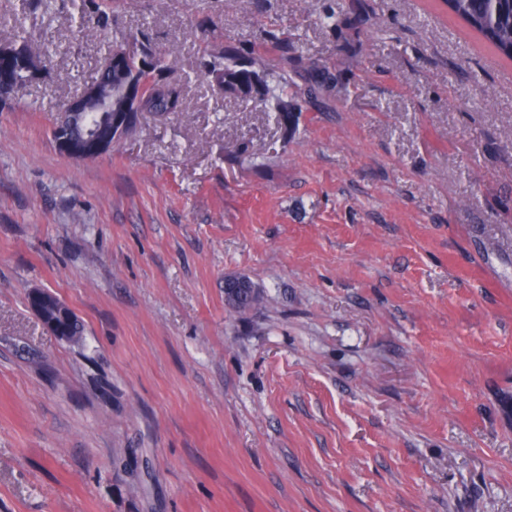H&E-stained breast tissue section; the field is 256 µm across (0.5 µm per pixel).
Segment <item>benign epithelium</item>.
<instances>
[{
  "label": "benign epithelium",
  "mask_w": 512,
  "mask_h": 512,
  "mask_svg": "<svg viewBox=\"0 0 512 512\" xmlns=\"http://www.w3.org/2000/svg\"><path fill=\"white\" fill-rule=\"evenodd\" d=\"M127 52L124 49H115L108 53L103 60V68L107 79L101 82L92 80L88 82L82 92L70 98L65 105L67 122L57 124L52 129V137L59 150L66 156L76 159H94L103 155L113 145L127 139L126 133L130 127L129 118L124 112L112 111L110 98L112 96V71L124 68ZM6 59L26 73L25 86H30L39 81L45 71L43 62L37 59H29L16 44L0 45V59ZM23 92L22 86L15 82L10 73H0V101L5 103L10 97ZM98 110L108 113L107 124L101 129L98 137L85 142H77L71 130L83 123L84 114ZM31 306L40 315L43 323L53 332L59 331L56 319L46 313L47 308H52L55 313L63 317L69 314L67 305L55 295L38 290L32 293Z\"/></svg>",
  "instance_id": "obj_1"
}]
</instances>
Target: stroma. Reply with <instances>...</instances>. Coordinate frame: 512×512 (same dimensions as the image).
Returning <instances> with one entry per match:
<instances>
[{
  "label": "stroma",
  "mask_w": 512,
  "mask_h": 512,
  "mask_svg": "<svg viewBox=\"0 0 512 512\" xmlns=\"http://www.w3.org/2000/svg\"><path fill=\"white\" fill-rule=\"evenodd\" d=\"M324 3L117 0L89 36L90 0H0L52 55L0 105V512H512V61L441 0ZM280 20L336 76L291 135L195 74ZM141 32L182 111L64 155L58 102ZM240 284H239V282ZM228 288H238L236 293V300H233L231 306L236 309L238 312H244L247 309L251 308L253 304L258 299V294L255 291V286L252 281L247 277H238L232 280H229L225 283ZM30 304L40 315L43 323L55 334L58 333L59 324L57 320L55 318H50L45 309L49 307L53 308L55 313L63 318L65 315L69 314V308L67 305L55 295L42 290L34 291L32 293Z\"/></svg>",
  "instance_id": "35a3bbf8"
}]
</instances>
